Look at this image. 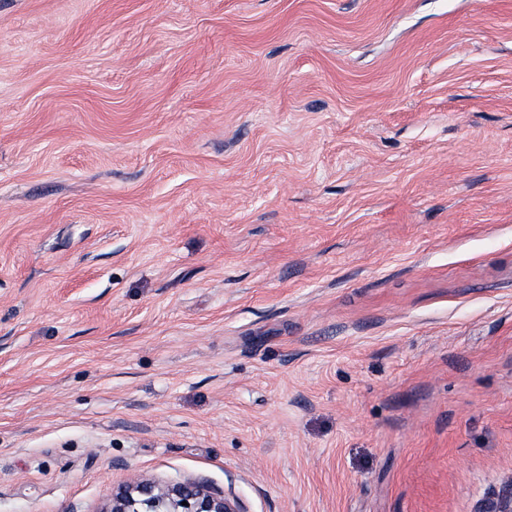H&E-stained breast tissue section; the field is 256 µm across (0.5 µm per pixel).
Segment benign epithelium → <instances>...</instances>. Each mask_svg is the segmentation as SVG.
Here are the masks:
<instances>
[{"label":"benign epithelium","instance_id":"benign-epithelium-1","mask_svg":"<svg viewBox=\"0 0 512 512\" xmlns=\"http://www.w3.org/2000/svg\"><path fill=\"white\" fill-rule=\"evenodd\" d=\"M104 512H247L236 496L186 479L172 484L136 480L112 493Z\"/></svg>","mask_w":512,"mask_h":512}]
</instances>
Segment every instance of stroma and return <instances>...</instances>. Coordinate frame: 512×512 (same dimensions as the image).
<instances>
[{
	"instance_id": "stroma-1",
	"label": "stroma",
	"mask_w": 512,
	"mask_h": 512,
	"mask_svg": "<svg viewBox=\"0 0 512 512\" xmlns=\"http://www.w3.org/2000/svg\"><path fill=\"white\" fill-rule=\"evenodd\" d=\"M512 497V0H0V512ZM187 502V505H182ZM103 512H247L239 498L186 479L172 484L136 480L112 492Z\"/></svg>"
}]
</instances>
